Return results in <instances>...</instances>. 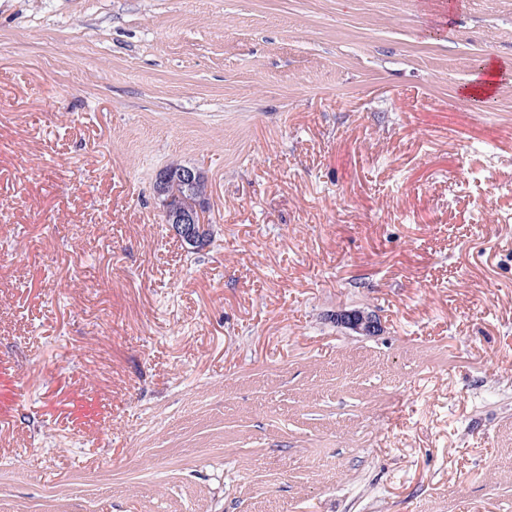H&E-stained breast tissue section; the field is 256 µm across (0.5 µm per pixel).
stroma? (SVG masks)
Returning <instances> with one entry per match:
<instances>
[{"label": "stroma", "instance_id": "stroma-1", "mask_svg": "<svg viewBox=\"0 0 512 512\" xmlns=\"http://www.w3.org/2000/svg\"><path fill=\"white\" fill-rule=\"evenodd\" d=\"M487 61L512 0H0V512H512ZM186 167L180 163H170L165 166L161 173H166L171 177L166 184L164 178H156L153 184V193L161 204L164 223L171 224L175 235L182 241L188 245H195L204 236L206 222L200 209L189 210L207 203L208 181L203 172L196 179L198 171ZM178 171H180L179 178L187 183L173 178ZM164 196L171 200L170 205L173 207L189 210L183 211L170 207L169 200L164 199ZM336 324L364 336L376 335L381 327V323L375 315L358 309L338 312Z\"/></svg>", "mask_w": 512, "mask_h": 512}]
</instances>
